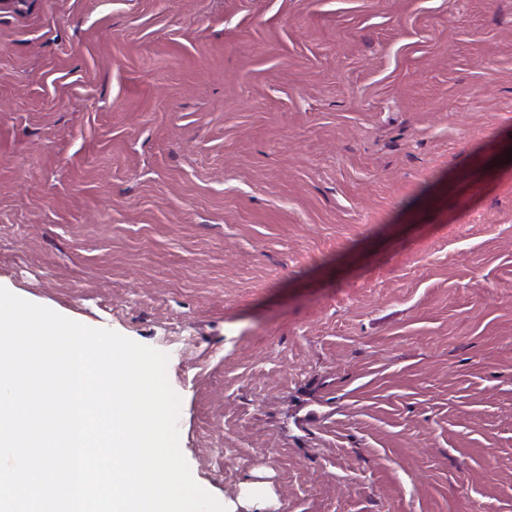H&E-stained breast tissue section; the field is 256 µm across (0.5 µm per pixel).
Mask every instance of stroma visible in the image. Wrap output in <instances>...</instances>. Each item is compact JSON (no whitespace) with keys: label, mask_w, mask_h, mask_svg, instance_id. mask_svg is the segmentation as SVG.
<instances>
[{"label":"stroma","mask_w":512,"mask_h":512,"mask_svg":"<svg viewBox=\"0 0 512 512\" xmlns=\"http://www.w3.org/2000/svg\"><path fill=\"white\" fill-rule=\"evenodd\" d=\"M0 286L231 512H512V0H0Z\"/></svg>","instance_id":"stroma-1"}]
</instances>
